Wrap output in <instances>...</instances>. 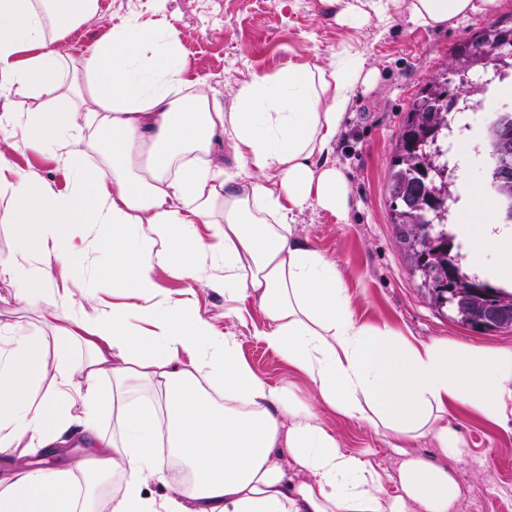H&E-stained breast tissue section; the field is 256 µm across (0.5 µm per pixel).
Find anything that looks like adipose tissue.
Instances as JSON below:
<instances>
[{
	"label": "adipose tissue",
	"instance_id": "adipose-tissue-1",
	"mask_svg": "<svg viewBox=\"0 0 512 512\" xmlns=\"http://www.w3.org/2000/svg\"><path fill=\"white\" fill-rule=\"evenodd\" d=\"M349 24L405 11L441 29L501 0H332ZM98 0H0V225L14 238L0 278L18 302L53 295L39 325L0 326V453L29 456L89 438L58 468H0V512H458L454 463L469 453L448 426L463 409L512 427V349L411 342L360 320L333 262L294 233V214L318 206L345 219L350 194L329 157L358 88L379 71L344 50L327 66L258 72L225 108L188 78L178 33L132 18L73 58L56 45L92 18ZM66 171V190L16 168L15 134ZM232 151L242 175L224 168ZM476 185L454 232L489 271L512 276V237ZM95 224L106 260L98 277L122 303L74 310L66 287L86 245L63 233ZM174 273L209 279L229 313L254 301L266 346L310 385L299 396L242 357L190 299L162 296ZM86 356L72 360L74 348ZM111 377V393L100 380ZM110 407L111 433L99 426ZM365 421L395 439V494L361 455L341 448L322 410ZM429 440L433 453L419 451ZM289 456L301 481L289 479ZM186 483L144 495L168 462ZM115 481L99 499L90 480Z\"/></svg>",
	"mask_w": 512,
	"mask_h": 512
}]
</instances>
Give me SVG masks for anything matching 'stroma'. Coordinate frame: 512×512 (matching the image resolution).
<instances>
[{"label":"stroma","instance_id":"35a3bbf8","mask_svg":"<svg viewBox=\"0 0 512 512\" xmlns=\"http://www.w3.org/2000/svg\"><path fill=\"white\" fill-rule=\"evenodd\" d=\"M165 20L180 33L190 75L205 79L224 100L253 73L274 71L288 63L328 64L336 51L349 48L377 67V83L358 89L336 135L333 159L352 196L346 220L311 206L296 213L294 232L333 262L349 288L356 313L366 322L387 324L423 342L445 339L456 344L512 349V333H480L458 324L450 310L431 306L409 273L390 222L387 174L401 122L414 94L435 74L449 49L467 30L512 19V0L490 15L475 14L443 29H424L403 14L349 26L339 24L326 0H106L79 37H67L62 51L75 56L130 16ZM101 256L90 246L71 288L78 303L111 300V282L98 281ZM160 286L171 297L191 290L195 309L219 331L234 332L246 362L275 385L294 384L308 394L307 381L253 334L261 314L249 305L243 318L224 315V291L207 279L194 282L163 275ZM341 447L362 454L395 493L398 457L391 438L376 434L363 421L323 411ZM448 422L469 450L456 469L466 489L459 512H512V432L455 410Z\"/></svg>","mask_w":512,"mask_h":512}]
</instances>
